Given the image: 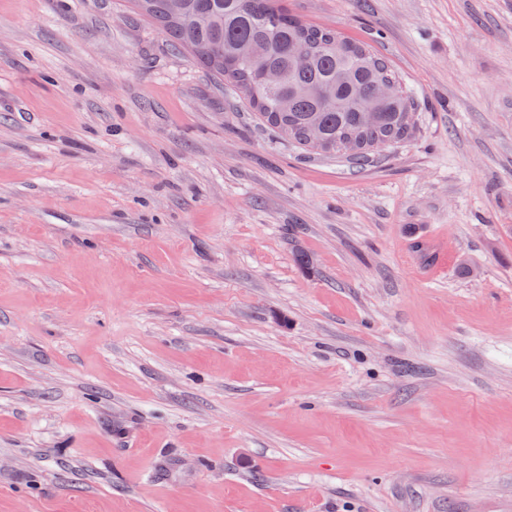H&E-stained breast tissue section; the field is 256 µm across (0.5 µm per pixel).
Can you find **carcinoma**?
Listing matches in <instances>:
<instances>
[{
    "mask_svg": "<svg viewBox=\"0 0 512 512\" xmlns=\"http://www.w3.org/2000/svg\"><path fill=\"white\" fill-rule=\"evenodd\" d=\"M182 2V19L166 24V38L192 52L215 78L243 96L261 125L297 149L362 163L372 157L374 145L391 147L413 134L415 99L367 44L303 22L283 0ZM244 44L251 48L249 57L239 54ZM300 50L309 60L304 67L294 63ZM272 69L281 75L274 86L266 80ZM385 82L398 90L380 99L377 87ZM368 107L376 112L370 125L362 121ZM312 125L322 131L318 142L306 137Z\"/></svg>",
    "mask_w": 512,
    "mask_h": 512,
    "instance_id": "obj_1",
    "label": "carcinoma"
}]
</instances>
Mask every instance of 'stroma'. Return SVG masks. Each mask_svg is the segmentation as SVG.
Here are the masks:
<instances>
[{"mask_svg": "<svg viewBox=\"0 0 512 512\" xmlns=\"http://www.w3.org/2000/svg\"><path fill=\"white\" fill-rule=\"evenodd\" d=\"M285 2L409 141L302 155L130 0H0V512H512V0Z\"/></svg>", "mask_w": 512, "mask_h": 512, "instance_id": "stroma-1", "label": "stroma"}]
</instances>
